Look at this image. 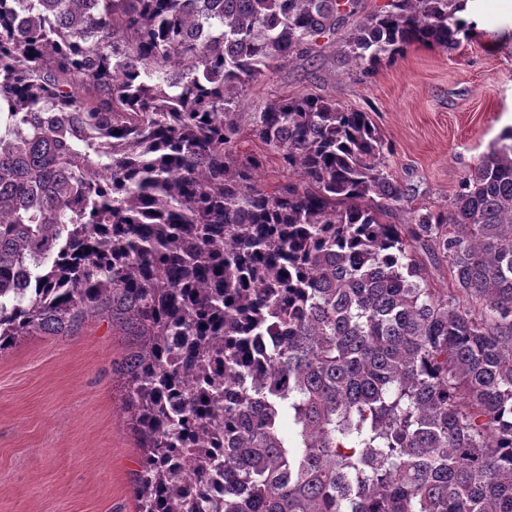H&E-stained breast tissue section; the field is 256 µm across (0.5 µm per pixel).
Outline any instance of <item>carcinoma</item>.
I'll return each instance as SVG.
<instances>
[{
    "label": "carcinoma",
    "mask_w": 512,
    "mask_h": 512,
    "mask_svg": "<svg viewBox=\"0 0 512 512\" xmlns=\"http://www.w3.org/2000/svg\"><path fill=\"white\" fill-rule=\"evenodd\" d=\"M357 4L0 0V352L107 308L141 337L136 512H512V131L406 224L365 111L250 113L272 193L234 154L237 93ZM455 10L391 0L341 56L456 50ZM236 155L241 158L247 156L257 157L261 160L260 168L256 172L258 183L272 192V188L280 187L289 179H297L295 174L288 172L279 158L257 139L250 136H243L237 143Z\"/></svg>",
    "instance_id": "cac0c4a2"
}]
</instances>
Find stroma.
<instances>
[{
    "label": "stroma",
    "mask_w": 512,
    "mask_h": 512,
    "mask_svg": "<svg viewBox=\"0 0 512 512\" xmlns=\"http://www.w3.org/2000/svg\"><path fill=\"white\" fill-rule=\"evenodd\" d=\"M475 35L446 52L415 44L369 73L320 44L244 88L240 109L282 96L317 95L370 113L391 144L389 172L407 189L404 224L420 206H450L478 159L512 129V7L474 0ZM259 158L260 185L288 182L279 158L241 137ZM140 343L104 311L70 332L45 331L0 352V512H136L142 450L128 420L126 363Z\"/></svg>",
    "instance_id": "35a3bbf8"
}]
</instances>
